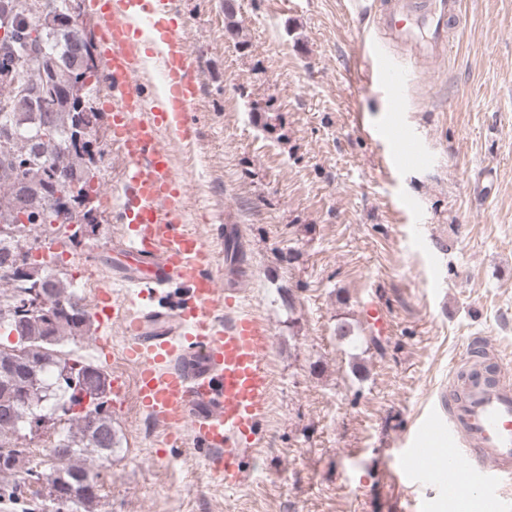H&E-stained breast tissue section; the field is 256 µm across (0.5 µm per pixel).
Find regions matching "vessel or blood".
I'll list each match as a JSON object with an SVG mask.
<instances>
[{"label": "vessel or blood", "instance_id": "1", "mask_svg": "<svg viewBox=\"0 0 512 512\" xmlns=\"http://www.w3.org/2000/svg\"><path fill=\"white\" fill-rule=\"evenodd\" d=\"M99 47L112 86L107 109L125 159V189L119 212L124 236L112 255V284L97 289L91 307L100 334L97 345L132 365V379L113 380L116 397L134 392L138 407L163 431V446L193 439L206 451L212 476L239 484L243 455L257 445L256 430L269 412L272 373L269 323L244 308L247 274L234 258L233 225L224 227V269L186 223L187 200L164 140L189 139L199 96L197 58L175 15V0H92ZM371 21L406 51L409 61L445 57L448 36L463 21V0H372ZM159 31L154 63L171 87L169 96L146 98L144 61L137 33ZM373 77L402 111L400 72L382 53L361 48ZM396 149L384 164L397 168L421 159L416 136L395 128L384 134ZM184 288L175 306L145 305L149 291L171 283ZM137 286V296L120 289ZM123 328L113 344L114 325ZM489 343L471 338L452 364V380L414 438L412 457L425 461L439 431L448 434L444 459L454 482L478 491L512 488V371Z\"/></svg>", "mask_w": 512, "mask_h": 512}]
</instances>
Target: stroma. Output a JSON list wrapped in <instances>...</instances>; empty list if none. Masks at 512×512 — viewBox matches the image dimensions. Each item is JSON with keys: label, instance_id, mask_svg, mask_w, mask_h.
<instances>
[{"label": "stroma", "instance_id": "35a3bbf8", "mask_svg": "<svg viewBox=\"0 0 512 512\" xmlns=\"http://www.w3.org/2000/svg\"><path fill=\"white\" fill-rule=\"evenodd\" d=\"M177 2L201 91L194 137L170 149L189 224L216 256L225 225L239 227L243 302L273 332L270 409L230 488L201 448L160 447L134 399H112L96 512H402L409 498L453 512L446 470L417 486L389 473L470 337L512 358V0H464L446 58L413 68L397 114L358 55L359 34L384 40L359 0H237L235 34L220 0ZM108 96L102 83L92 99L99 225L59 258L88 300L123 233ZM393 122L424 162L383 169ZM370 299L391 334L339 339L340 322L362 329Z\"/></svg>", "mask_w": 512, "mask_h": 512}]
</instances>
